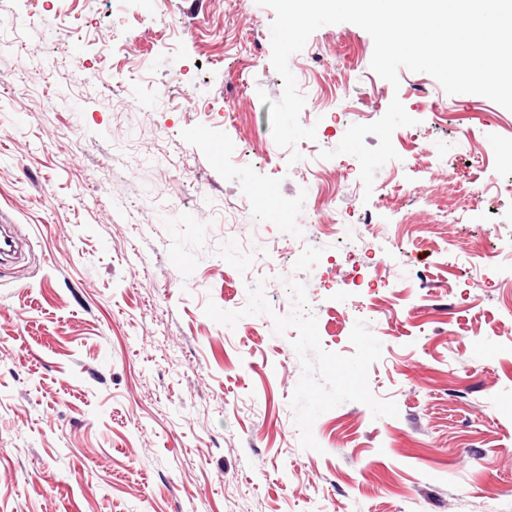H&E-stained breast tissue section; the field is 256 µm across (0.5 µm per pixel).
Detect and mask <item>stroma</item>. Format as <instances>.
<instances>
[{
	"instance_id": "obj_1",
	"label": "stroma",
	"mask_w": 512,
	"mask_h": 512,
	"mask_svg": "<svg viewBox=\"0 0 512 512\" xmlns=\"http://www.w3.org/2000/svg\"><path fill=\"white\" fill-rule=\"evenodd\" d=\"M244 2L0 0V225L27 240L0 272V512H512V164L488 147L512 111L392 87L364 29L326 25L288 62L319 131L289 163L274 13ZM90 12L102 68L91 33L46 44ZM395 98L415 123L367 197L320 153ZM366 247L386 286L342 306Z\"/></svg>"
}]
</instances>
